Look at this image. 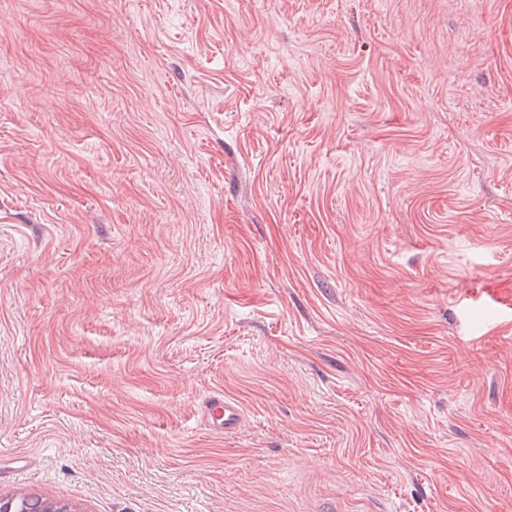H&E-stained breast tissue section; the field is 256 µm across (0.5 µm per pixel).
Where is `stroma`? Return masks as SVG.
Instances as JSON below:
<instances>
[{"instance_id": "35a3bbf8", "label": "stroma", "mask_w": 512, "mask_h": 512, "mask_svg": "<svg viewBox=\"0 0 512 512\" xmlns=\"http://www.w3.org/2000/svg\"><path fill=\"white\" fill-rule=\"evenodd\" d=\"M28 493L512 512V0H0ZM202 417L210 428L220 434L235 432L242 423L243 411L239 403L216 394L206 398L202 404Z\"/></svg>"}]
</instances>
